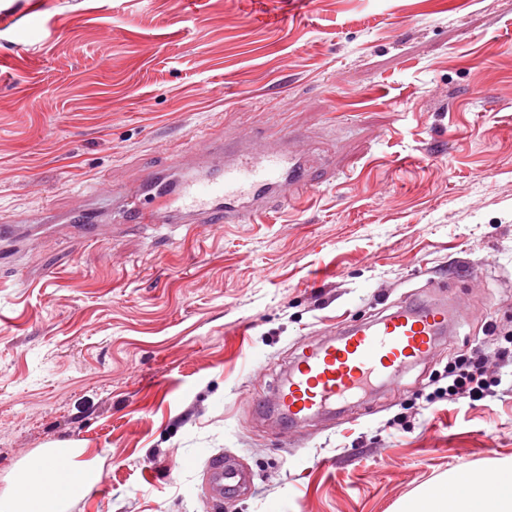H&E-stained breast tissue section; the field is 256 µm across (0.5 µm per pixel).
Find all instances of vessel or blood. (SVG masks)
I'll return each instance as SVG.
<instances>
[{
  "label": "vessel or blood",
  "mask_w": 512,
  "mask_h": 512,
  "mask_svg": "<svg viewBox=\"0 0 512 512\" xmlns=\"http://www.w3.org/2000/svg\"><path fill=\"white\" fill-rule=\"evenodd\" d=\"M192 167L174 172L150 171L112 201L116 224L180 225L194 230L214 224L254 221L289 189L310 182V169L288 148L287 135L270 140L246 136L219 144L198 139ZM99 179L85 193L86 207L58 218L51 210L13 216L16 224L65 221L89 243L102 236L100 216L93 206L111 194ZM453 309L447 302L403 301L374 319L356 325L342 323L294 359L270 401L278 418L295 425L313 420L335 421L351 399L367 393L376 381L391 378L426 359L447 335ZM206 489L215 497L236 492L245 475L222 455L206 463Z\"/></svg>",
  "instance_id": "vessel-or-blood-1"
}]
</instances>
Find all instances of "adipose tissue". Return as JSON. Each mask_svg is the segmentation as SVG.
<instances>
[{
  "instance_id": "adipose-tissue-1",
  "label": "adipose tissue",
  "mask_w": 512,
  "mask_h": 512,
  "mask_svg": "<svg viewBox=\"0 0 512 512\" xmlns=\"http://www.w3.org/2000/svg\"><path fill=\"white\" fill-rule=\"evenodd\" d=\"M86 454L74 443L59 441L27 455L0 489V512H64L74 496L89 493L100 479ZM61 461L70 470L71 482L65 488L54 477ZM467 478L463 471L449 473L446 481L405 501L400 512H512V464L499 467L488 493L462 494Z\"/></svg>"
}]
</instances>
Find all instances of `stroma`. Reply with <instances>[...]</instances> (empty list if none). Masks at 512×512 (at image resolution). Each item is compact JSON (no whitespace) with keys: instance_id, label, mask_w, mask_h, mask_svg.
<instances>
[{"instance_id":"35a3bbf8","label":"stroma","mask_w":512,"mask_h":512,"mask_svg":"<svg viewBox=\"0 0 512 512\" xmlns=\"http://www.w3.org/2000/svg\"><path fill=\"white\" fill-rule=\"evenodd\" d=\"M0 0V216L73 209L207 137L296 135L317 173L249 224H24L0 260V478L59 440L101 478L66 512H396L512 461V392L432 401L512 330V0ZM448 296L426 362L348 417L260 401L339 321ZM221 453L245 488L208 497Z\"/></svg>"}]
</instances>
